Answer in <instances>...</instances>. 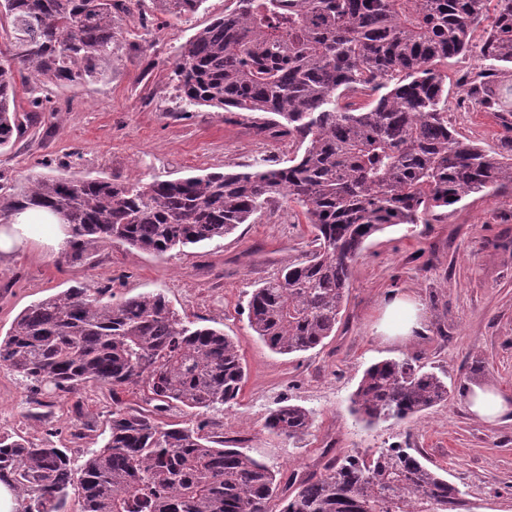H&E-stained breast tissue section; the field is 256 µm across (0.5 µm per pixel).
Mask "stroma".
I'll use <instances>...</instances> for the list:
<instances>
[{"label":"stroma","mask_w":512,"mask_h":512,"mask_svg":"<svg viewBox=\"0 0 512 512\" xmlns=\"http://www.w3.org/2000/svg\"><path fill=\"white\" fill-rule=\"evenodd\" d=\"M231 0H205L174 18L156 0H141L120 20L104 79L77 85L30 80L17 103L45 99L36 124L0 149V178L23 187L29 174L53 177L177 179L245 170L291 157L287 140L259 134L236 112L190 107L173 75L179 48ZM480 67L475 54L449 60L448 121L490 152L512 149V66L496 77L507 117L487 112L467 94ZM310 227L298 207L264 210L224 238L159 256L121 245L94 248L88 261L33 245L0 260V337L31 304L72 285L105 288L113 300L163 293L179 313L241 342L246 382L225 408L224 436L281 473L321 469L328 458L370 455L401 446L420 451L464 494L470 512H512V412L488 423L470 412L464 391L487 385L512 396V186L476 193L436 209L426 224H403L370 238L352 268L346 309L335 336L292 356L254 336L247 302L255 285L303 260ZM420 301L425 330L401 344L376 326L387 301ZM408 358L448 385L445 404L405 420L366 425L350 412L364 370ZM142 387L109 391L86 386L65 400L49 397L0 368V431L50 442L83 462L110 418L114 402L145 406ZM313 412L315 426L298 443L264 427L283 404Z\"/></svg>","instance_id":"obj_1"}]
</instances>
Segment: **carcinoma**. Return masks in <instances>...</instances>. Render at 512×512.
<instances>
[{
    "label": "carcinoma",
    "mask_w": 512,
    "mask_h": 512,
    "mask_svg": "<svg viewBox=\"0 0 512 512\" xmlns=\"http://www.w3.org/2000/svg\"><path fill=\"white\" fill-rule=\"evenodd\" d=\"M177 18L205 0H156ZM235 0L180 47L174 75L190 106L252 114V127L296 146L278 167L178 180L114 183L31 176L0 184V216L44 208L65 225V258L120 244L165 255L222 238L273 203L301 208L309 257L264 281L248 301L249 326L291 355L336 332L351 268L367 239L399 224H427L436 208L512 186V153H490L448 126L440 66L478 45L468 95L499 111L492 78L512 65V0ZM132 0H0V146L37 119L17 104L16 74L78 84L104 75ZM72 286L25 308L0 338V367L62 399L80 386L143 385L189 416L167 424L146 409L112 410L109 435L79 466L50 444L0 433V482L22 512H59L77 485L82 512H465L461 490L407 448L327 461L286 481L261 459L199 433L191 417L221 411L246 378L239 340L176 313L161 293L114 302ZM448 401V384L409 359L368 366L351 413L373 424ZM314 417L284 404L264 427L297 442Z\"/></svg>",
    "instance_id": "cac0c4a2"
}]
</instances>
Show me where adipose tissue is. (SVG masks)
Listing matches in <instances>:
<instances>
[{
  "mask_svg": "<svg viewBox=\"0 0 512 512\" xmlns=\"http://www.w3.org/2000/svg\"><path fill=\"white\" fill-rule=\"evenodd\" d=\"M30 243L61 249L66 236L56 216L45 209H27L14 214L0 225V257ZM384 331L390 336L410 338L422 331L420 304L411 298L396 297L385 306Z\"/></svg>",
  "mask_w": 512,
  "mask_h": 512,
  "instance_id": "ef3b65f1",
  "label": "adipose tissue"
}]
</instances>
